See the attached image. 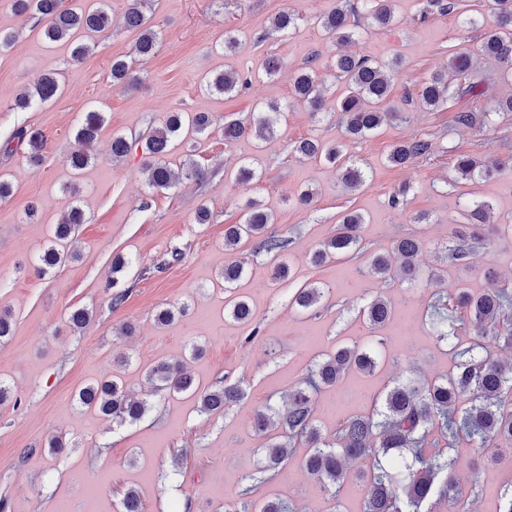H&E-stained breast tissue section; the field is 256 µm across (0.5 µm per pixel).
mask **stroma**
Returning a JSON list of instances; mask_svg holds the SVG:
<instances>
[{
	"instance_id": "35a3bbf8",
	"label": "stroma",
	"mask_w": 512,
	"mask_h": 512,
	"mask_svg": "<svg viewBox=\"0 0 512 512\" xmlns=\"http://www.w3.org/2000/svg\"><path fill=\"white\" fill-rule=\"evenodd\" d=\"M108 2L111 28L75 63L66 45L46 46L38 22L16 17L8 0H0V29L18 34L14 47L0 54V142L21 126L40 129L45 142L39 166L24 152H0V174L13 188L12 196L0 201V309L10 311L14 326L9 341L0 345V379L12 395L0 404V498L7 501L6 512H56L58 500L71 495L81 480L96 488L97 497L76 500L77 512H117L131 487L139 492L143 512H224L261 458L263 439L252 429L256 411L283 408L288 392L301 385L324 353L343 344L375 345L384 357L374 374L349 373L336 387L315 394V415L331 436L344 419L371 414L375 397L402 372L430 380L448 372L450 360L430 317L436 294L462 284L487 288V269L512 274L508 232L490 233L470 270L444 267L438 259L454 227L467 221L466 200L489 201L491 223L512 224V173L474 182L458 179L454 170L460 153L492 160L512 156V114L464 128L455 122L458 104L431 111L416 100L421 84L447 63L449 52L478 43L483 32L496 28L497 15L490 0H457V10L424 20L422 0H395V23L361 34L352 50L372 60L401 59L389 104L406 119L370 138L347 141L336 119L317 120L308 105L292 100L293 71L315 55L326 79V107H333L343 91L330 69L336 47L319 24L336 0H148L145 13L160 44L153 57L135 63L140 83L130 88L113 86L110 64L113 57L132 53L136 34L121 23L131 0ZM286 9L300 14L298 27L285 38L266 37L271 19ZM466 14L476 17V27L463 25ZM230 29L239 45L227 55L219 44ZM271 57L283 59L286 67L266 78L262 70ZM227 68L254 73L251 87L226 96L205 91V77ZM45 73L56 76L59 98L33 110H13L15 97ZM285 102L290 109L274 137L225 143V121L247 118L259 104ZM178 109L213 116L192 156L207 178H185L174 189L153 192L145 183L141 143ZM91 110L103 112L105 122L93 146L94 160L76 173L66 157L80 120ZM116 134L132 145L118 162L110 156ZM415 137L429 139L432 154L407 168L392 166L387 156L393 144ZM302 138L344 141L348 155L367 173L365 185L341 192L330 165L292 158L289 146ZM246 158L260 160V181L234 179ZM405 185L410 188L405 206L390 208V197ZM307 188L316 197L302 209L295 198ZM251 198L273 213L278 232L291 240L283 257L290 277L280 282L272 277L269 256L253 255L248 242L239 247L248 259L241 288L261 329L254 340L251 326L228 318L219 276L228 259L224 227L239 223ZM76 202L86 214L72 243L76 259L37 276L31 269L34 257L52 225ZM31 204L40 208L41 223L26 222ZM202 204L212 214L206 224L195 221ZM348 211L365 218L366 252H391L395 239L409 232L420 239L416 284L362 272L359 258L310 263L312 251ZM173 250L182 258L170 265L166 259ZM118 256L128 265L116 273L112 262ZM312 282L324 290L315 318L290 304L296 289ZM118 292L125 299L115 308L111 297ZM379 294L392 301L394 319L373 331L359 310ZM182 302L189 305L185 316L156 324L157 311ZM78 307L92 313L80 330L68 322ZM122 323L133 326L132 336H115ZM194 343L204 347L188 363L200 388L224 378L243 391L239 403L224 413L205 414L196 398L165 394L153 396V409L133 424H117L79 407V389L115 372L133 393H147L146 368L184 354ZM54 435L68 444L57 457L46 450ZM455 475L477 512H498L503 490L512 486V455H485L475 464L461 460ZM257 494L283 499L291 512H362L364 484L353 482L332 496L304 471L297 451L284 475L260 486Z\"/></svg>"
}]
</instances>
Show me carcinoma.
<instances>
[{"label": "carcinoma", "instance_id": "carcinoma-1", "mask_svg": "<svg viewBox=\"0 0 512 512\" xmlns=\"http://www.w3.org/2000/svg\"><path fill=\"white\" fill-rule=\"evenodd\" d=\"M65 0H10L13 12L23 18L42 23L45 42L68 43L73 62H81L90 51L86 42H77L78 31L88 34L107 30L112 22L105 0L89 7ZM394 0H365L359 11L351 0H338L336 10L320 19L328 38L336 43L355 41L365 28L387 27L395 19ZM498 14V28L482 35L478 51L481 55L508 65L507 77L512 79V0H492ZM299 15L290 10L278 13L265 36H287L296 27ZM127 27L139 32L134 46L137 57L154 54L157 33L144 14L140 0L125 12ZM125 57L112 58L110 76L114 85H130L139 81ZM336 76L347 81L344 93L336 99L333 111L349 139H366L384 125L404 119V113L387 105L392 83L399 69L398 62H377L353 54H338L332 63ZM252 80V74L224 70L206 79V89L224 95L238 93ZM325 81L320 77L315 60L299 69L293 78L292 97L321 114ZM59 92L58 80L43 75L33 84V91L16 98L15 108L25 111L54 99ZM418 101L429 110H437L450 100L464 102L457 112V124L473 128L477 113L512 112V95L490 101L486 98L483 79L476 73L473 55L455 51L448 57L445 70H438L417 92ZM289 105L260 106L246 121L224 122V142L231 143L249 135L253 129L272 137L276 134ZM104 124L103 113L92 110L84 114L75 133V143L67 156L72 170L85 169L92 160L86 147L93 143ZM213 124L206 112L169 113L166 121L152 130L142 143L147 158L148 186L169 189L176 185V176L167 162L174 142L185 134L199 135ZM4 150L28 149L34 163L43 161V135L40 130L21 127L3 143ZM342 142L302 139L294 142L291 154L298 159H320L336 167L342 185L357 191L365 184V172L357 162L346 157ZM433 144L425 138L398 141L388 155L395 167H409L416 159L429 156ZM454 168L469 181H486L505 170H512L509 160H485L473 154L455 157ZM262 170L256 159L245 160L238 167L235 180L248 183L260 180ZM468 223L459 225L451 245L444 247L442 258L450 267L468 269L478 245L485 241V224L490 204L473 199L466 206ZM86 222L82 207L74 205L54 225L50 243L33 262L34 271L44 276L68 260L66 251L74 227ZM274 216L261 204L250 199L245 204L244 219L224 229V248L233 249L243 241L253 243L252 253L278 258L290 240L276 233ZM364 217L349 211L339 219L336 231L313 251L310 262L316 266L336 257H356L363 248L361 229ZM420 242L410 234L400 236L393 253L400 260L392 264L386 254L373 255L369 273L380 279L414 280L420 270ZM247 273V262L239 259L224 264L221 279L228 292L229 316L238 323H248L252 310L239 293ZM323 297L321 288L309 285L291 297L292 305L302 312L318 314ZM450 314L435 319L437 340L448 347L453 362L449 374L434 381L406 378L397 381L384 395L375 414L354 417L342 422L337 437L329 442L314 414L313 391L334 387L353 370L371 373L377 367L378 351L341 346L319 361L306 381L289 394L288 407L277 412L271 408L256 413L254 431L267 438L257 468L256 480L268 483L276 479L297 445L306 448L302 464L306 472L324 488L338 493L350 483L347 464L353 460H372V470L362 475L365 481L363 512H434L441 502L455 506V512H469V503L459 489L454 471L463 458L474 452H512V360L503 361L491 353L490 344L503 343L512 349V289L495 286L482 292L462 286L448 294V303L441 304ZM364 321L374 330H382L392 317L391 300L378 296L360 309ZM146 379L156 392L194 396L201 411L221 414L240 400L237 385L223 382L201 391L185 370L184 358L161 360L146 369ZM80 406L94 409L118 423H135L150 410L151 404L130 397L119 378L106 375L82 387L77 394ZM439 433L446 447L429 449L432 437ZM240 497L248 500L243 509L234 512H287L276 498H253V486H247ZM119 512H141L136 489H127Z\"/></svg>", "mask_w": 512, "mask_h": 512}]
</instances>
